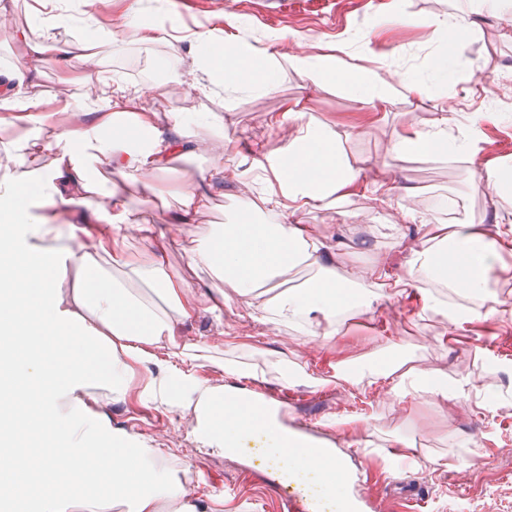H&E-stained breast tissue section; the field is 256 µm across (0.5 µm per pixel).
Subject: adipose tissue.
Instances as JSON below:
<instances>
[{
	"label": "adipose tissue",
	"instance_id": "1",
	"mask_svg": "<svg viewBox=\"0 0 512 512\" xmlns=\"http://www.w3.org/2000/svg\"><path fill=\"white\" fill-rule=\"evenodd\" d=\"M503 2L465 0L464 8L435 21L441 45L424 79L387 66L344 68L340 57L314 51L298 31L275 35L259 50L238 37L230 17L228 37L212 27L185 33L191 57L160 58L147 91L116 81L49 96L35 78L40 64L87 67L128 32L152 42L163 38V26L144 17L135 0L116 18L112 0H58L24 19L12 0H0V35L18 42L14 66L0 75V465L14 507L35 494L40 512L67 503L91 512H204L151 441L106 432L101 424L113 396L129 390L135 366L156 360L161 348L169 373L145 392L168 406L191 405L199 447L226 452L257 432L270 447H287L274 417L258 421L218 410L220 387L197 380L191 369L208 359L240 379L257 381L260 373L211 359L209 346L182 340L181 328L200 309L222 310L228 287L259 317L311 336L347 312H372L389 280L383 257L336 277L324 261L329 238L308 234L300 217L346 208L365 185L376 200L402 199L397 221L403 224L417 217L416 191L385 165L345 151L335 130L307 119L295 100L267 118L279 147L254 152L248 174L239 177L243 197L260 196L277 221L266 223L249 205L243 220L211 223L224 188V153L235 139L223 112L210 111L205 101L220 94L225 109H233L272 92L285 75L322 88L342 72L345 90L363 110L379 112L397 91L420 95L446 81L451 46ZM75 23L81 34L61 39L60 28ZM172 85L188 108H164ZM483 143L479 123L454 126L442 112L425 129L400 133L392 149L448 156L467 171L473 193L511 210L512 164L493 159L476 172ZM188 152L207 157V170L163 184L161 174ZM370 168L376 178H367ZM147 195L176 198L178 212L149 218L128 207V197ZM197 224L207 225V233L190 240L184 272L172 273L170 245ZM505 251H512V221L488 226L457 218L415 252L407 277L419 285L424 308L460 328L481 318L479 301ZM298 268L307 277L290 283ZM442 288L464 298L456 315L439 297ZM352 388L443 401L467 395L465 378H448L393 347L385 361L367 360Z\"/></svg>",
	"mask_w": 512,
	"mask_h": 512
}]
</instances>
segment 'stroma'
Here are the masks:
<instances>
[{
	"label": "stroma",
	"instance_id": "stroma-1",
	"mask_svg": "<svg viewBox=\"0 0 512 512\" xmlns=\"http://www.w3.org/2000/svg\"><path fill=\"white\" fill-rule=\"evenodd\" d=\"M454 8L453 0H338L333 18L292 19L287 27L307 34L326 52L335 50L345 31L356 32L358 40L349 50L352 61L377 64L388 54L394 67L414 76L425 72L438 45L424 19ZM396 11L415 14L422 22L387 29L379 26L381 16ZM480 25V31L458 40L450 81L431 95H396L380 120L363 111L337 80L311 90L305 104L314 121L343 135L347 151L388 161L401 183L424 189L416 207L420 221L404 224L394 235L385 228L391 207L369 195L354 205L371 212L375 221L371 227L338 213L312 211L303 216L316 234L341 238V246L331 253L336 271L375 254L385 256L393 279L378 306L366 315L344 318L333 332L314 342L292 337L271 324L234 317L228 309L219 315L200 310L184 328L186 339L217 344L220 357L241 356L273 372L297 358L313 368H333L332 378L322 386L308 376L296 378L293 386L301 391L302 401L276 408L275 417L320 445L341 444L343 423L365 417L362 436L367 445L352 453L354 472L377 464L379 455H392L400 468L410 470L413 479L430 486L427 512H512V359L503 351L504 346H512V308L497 307L493 299H486L484 318L460 334L438 314L422 312L404 278L413 250L425 244L431 225L448 221L447 212L432 208L435 197L463 200L467 213L486 224L494 223V212L489 203L471 195L466 174L447 157L401 159L385 154L398 132L429 125L440 109H447L453 124L465 125L479 119L498 100L500 77L512 74V13L485 15ZM174 48L183 53L189 50L184 41L146 43L130 34L122 45L105 49L98 67L66 71L46 66L40 83L51 94L64 82L78 91L85 83H103L110 77L144 87L154 76L156 58ZM300 84L298 77L288 76L274 91L251 98L230 113L228 120L239 134V144L236 151L225 153V170L244 169L249 150L274 145L264 119L296 99ZM389 344L415 351L426 367L449 374L463 371L483 391L484 407L458 400L409 397L382 404L373 394L353 397L346 370L356 368L365 353H379ZM159 374L156 365L135 367L130 391L112 400L106 415L110 428L129 431L164 449L174 478L201 498L206 512H245L249 506L255 512H280L264 484L241 478L244 462L196 446L191 411L159 404L142 393L144 381ZM397 435L404 437L406 445L394 452L389 443ZM424 458L429 459V466L416 467V460ZM211 473L222 475L223 486L207 483Z\"/></svg>",
	"mask_w": 512,
	"mask_h": 512
}]
</instances>
